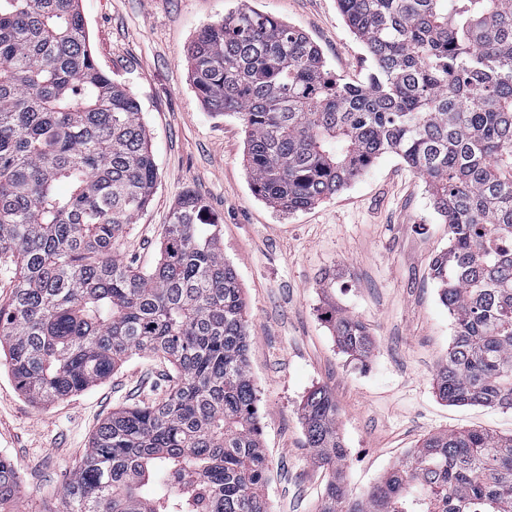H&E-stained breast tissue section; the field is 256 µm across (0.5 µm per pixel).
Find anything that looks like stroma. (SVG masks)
<instances>
[{"instance_id":"1","label":"stroma","mask_w":512,"mask_h":512,"mask_svg":"<svg viewBox=\"0 0 512 512\" xmlns=\"http://www.w3.org/2000/svg\"><path fill=\"white\" fill-rule=\"evenodd\" d=\"M99 66L140 103L157 163L147 211L119 247L141 270L160 258L164 226L185 193L206 203L223 230L251 338L249 366L269 461L271 512H317L326 472L308 448L299 404L323 387L336 400L348 450L345 481L360 495L423 437L444 430L512 434V411L454 406L435 393L434 371L454 329L430 276L448 226L427 183L387 153L331 200L288 214L251 187L238 118L207 112L192 85L187 49L199 31L241 8L305 32L327 68L366 81L373 60L337 0H81ZM360 318L375 339L363 363L342 353L323 320L329 307ZM159 363L133 356L91 389L33 403L0 365V458L21 483L22 512H68L64 484L114 408L145 401Z\"/></svg>"}]
</instances>
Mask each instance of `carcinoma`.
<instances>
[{"instance_id":"obj_1","label":"carcinoma","mask_w":512,"mask_h":512,"mask_svg":"<svg viewBox=\"0 0 512 512\" xmlns=\"http://www.w3.org/2000/svg\"><path fill=\"white\" fill-rule=\"evenodd\" d=\"M80 0H0V348L36 404L84 392L132 355L175 371L161 397L112 410L64 485L68 512H271L249 367L246 304L221 230L197 195L172 210L160 260L117 258L157 164L141 107L95 61ZM367 47V81L329 72L300 30L252 9L188 48L208 110L243 125L252 185L295 213L385 154L425 178L448 224L430 270L454 320L434 373L450 405L512 410V0H338ZM325 319L341 352L370 357L357 317ZM327 466L318 512H512V434H430L352 495L336 402L299 406ZM0 460V512H19Z\"/></svg>"}]
</instances>
